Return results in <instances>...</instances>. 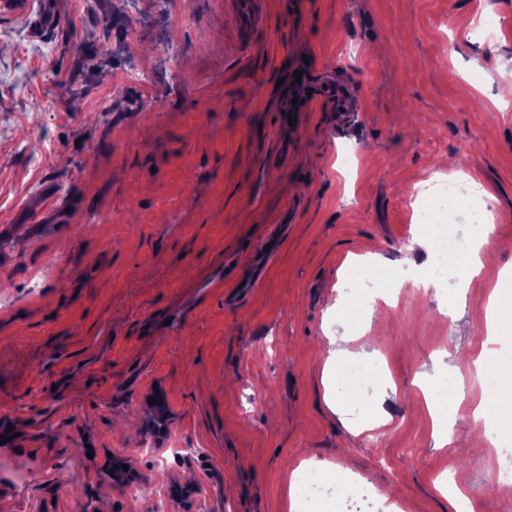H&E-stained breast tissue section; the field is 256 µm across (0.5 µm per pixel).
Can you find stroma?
<instances>
[{
	"label": "stroma",
	"instance_id": "1",
	"mask_svg": "<svg viewBox=\"0 0 512 512\" xmlns=\"http://www.w3.org/2000/svg\"><path fill=\"white\" fill-rule=\"evenodd\" d=\"M273 0L267 42L235 62L223 0H31L0 15V512H290L289 476L355 477L321 512H457L443 479L512 512L486 441L474 361L512 268V0ZM503 70L478 69L486 55ZM314 100L277 128L283 80ZM148 68L143 111L121 73ZM356 154L352 169L338 162ZM478 184L495 262L436 289L408 202ZM287 223L252 298L204 284L250 265ZM375 252L346 279L350 260ZM363 357L324 366L339 329ZM456 359L467 397L442 399ZM357 381L363 405L345 396ZM445 447H437L440 430ZM127 459L134 486L107 477Z\"/></svg>",
	"mask_w": 512,
	"mask_h": 512
}]
</instances>
